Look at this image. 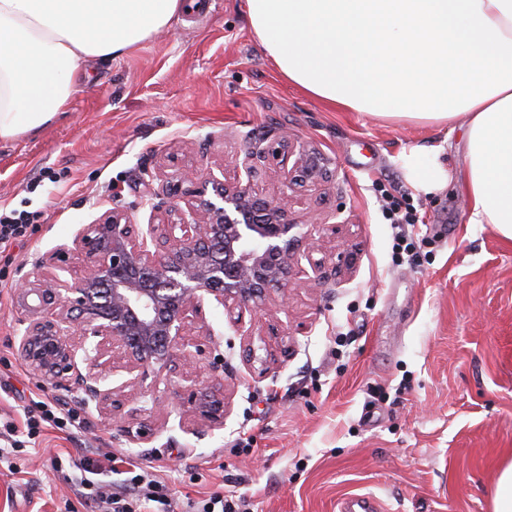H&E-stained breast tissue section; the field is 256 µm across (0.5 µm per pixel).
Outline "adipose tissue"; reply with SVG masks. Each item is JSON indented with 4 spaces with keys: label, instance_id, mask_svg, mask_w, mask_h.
<instances>
[{
    "label": "adipose tissue",
    "instance_id": "ef3b65f1",
    "mask_svg": "<svg viewBox=\"0 0 512 512\" xmlns=\"http://www.w3.org/2000/svg\"><path fill=\"white\" fill-rule=\"evenodd\" d=\"M189 0H0V141L49 124L85 61L170 25ZM250 29L288 84L378 118L466 125L470 223L512 239V0H246ZM423 194L440 154L402 160Z\"/></svg>",
    "mask_w": 512,
    "mask_h": 512
}]
</instances>
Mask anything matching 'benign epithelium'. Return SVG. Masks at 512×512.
Returning a JSON list of instances; mask_svg holds the SVG:
<instances>
[{
    "mask_svg": "<svg viewBox=\"0 0 512 512\" xmlns=\"http://www.w3.org/2000/svg\"><path fill=\"white\" fill-rule=\"evenodd\" d=\"M293 153L285 137L268 144L247 135L233 176L201 179L187 171L156 188L150 180L152 222L107 211L83 225L72 246L37 258L16 293L22 319L15 349L32 375L78 393L84 408L132 443L149 442L153 432L122 418L130 395L152 410L185 406L210 427H224V358L214 356L206 370L196 362L218 348L204 304L237 313L239 322L299 287L291 277L302 237L289 218L290 170L264 166L271 155ZM258 176L280 184L279 194L257 193ZM166 199L173 205L165 210ZM63 252L78 260L69 281L52 272Z\"/></svg>",
    "mask_w": 512,
    "mask_h": 512,
    "instance_id": "7a95c632",
    "label": "benign epithelium"
}]
</instances>
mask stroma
I'll use <instances>...</instances> for the list:
<instances>
[{
    "label": "stroma",
    "mask_w": 512,
    "mask_h": 512,
    "mask_svg": "<svg viewBox=\"0 0 512 512\" xmlns=\"http://www.w3.org/2000/svg\"><path fill=\"white\" fill-rule=\"evenodd\" d=\"M112 60L90 61L63 115L0 143V206L28 211L22 246L0 258V415L30 400L78 407L17 355L14 291L35 257L102 213L145 224V170L207 177L233 169L246 134L323 160L328 178L292 188L306 234L298 283L262 340L241 336L223 307L205 309L224 355V426L174 408L141 415L160 433L128 443L96 412L69 439L48 432L0 466V512H98L79 501L68 465L112 452L162 477L174 512L236 486L254 512H336L371 494L388 512H493L512 462V240L469 221L464 124L454 129L334 109L283 80L253 37L245 0H199ZM442 151L446 187L416 192L401 164ZM418 218L417 258L393 254L381 190ZM252 450L238 453V439Z\"/></svg>",
    "instance_id": "obj_1"
}]
</instances>
